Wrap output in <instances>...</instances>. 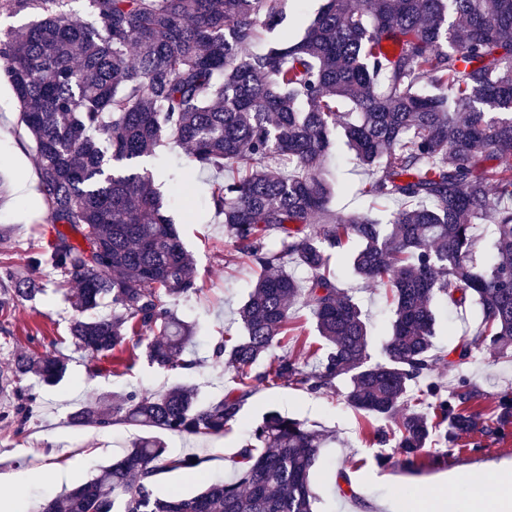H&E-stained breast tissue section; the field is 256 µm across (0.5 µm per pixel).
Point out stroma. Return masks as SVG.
Returning a JSON list of instances; mask_svg holds the SVG:
<instances>
[{"instance_id":"stroma-1","label":"stroma","mask_w":512,"mask_h":512,"mask_svg":"<svg viewBox=\"0 0 512 512\" xmlns=\"http://www.w3.org/2000/svg\"><path fill=\"white\" fill-rule=\"evenodd\" d=\"M346 153L344 144H336L324 162L335 185L332 214L368 211L372 216L388 218L389 208L370 207L368 200L358 195L357 188L366 176L353 164L343 162ZM214 176L211 170L195 171L185 199L172 198L170 184L164 178L154 180L158 191L169 198L180 238L196 263L197 293L175 304L178 315L196 325L195 342L183 354L191 364L190 370L160 369L142 357L127 367L92 358L69 339L76 312L56 293L54 274L46 270L32 272L27 267L29 253L47 248L55 237V227L47 223L38 194L23 196L16 190L21 181L37 185V159L31 140L20 131L14 94L6 82H0V179L8 187L7 198L0 202V233L9 239L8 250L0 251V266L7 264L20 274L31 275L44 289L43 295L34 300L0 310V369L19 352L52 353L63 358L68 367L63 381L55 385L38 383L33 377L21 382V389L35 398L33 417L25 430L0 419V501L14 503L17 512H30L37 499L61 495L100 475L112 459L147 436V429L119 419L106 432L92 424H72L70 414L101 393L160 394L192 385L209 399L222 396L231 387L232 371L214 360L211 351L225 329L233 327L236 310L251 291L260 269L239 259L224 233L222 219L207 207V186ZM334 263L340 287L352 291L372 325L373 347H381L390 319L383 292L352 276L343 258H335ZM438 375L448 384L462 376L470 379L481 393L478 403L483 407L491 406L503 391L512 390V360L486 351L467 364L442 368ZM344 390L341 379L335 388L317 393L282 382H260L226 433L208 439L163 434L171 456H194L201 463L193 469L160 475L158 494L177 491L189 495L203 483L231 476L232 459L241 441L272 408L334 436L323 448L312 476L319 495L318 512H391L394 501L425 498L437 490L462 499L466 491L450 482L452 473L472 471L495 485L500 481V465L512 462L511 434L500 441L486 442L481 451L451 456L441 465L424 458L412 471L394 461L379 466L375 460L377 449L366 440L370 423L344 403ZM60 465L68 469L70 480L59 486L46 478L21 487L12 480L16 474L35 469L46 474Z\"/></svg>"}]
</instances>
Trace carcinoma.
Here are the masks:
<instances>
[{
  "instance_id": "carcinoma-1",
  "label": "carcinoma",
  "mask_w": 512,
  "mask_h": 512,
  "mask_svg": "<svg viewBox=\"0 0 512 512\" xmlns=\"http://www.w3.org/2000/svg\"><path fill=\"white\" fill-rule=\"evenodd\" d=\"M66 2L0 0V12L35 16L0 36V79L38 158L46 220L60 226L28 265L54 273L78 312L73 344L117 361L127 337L149 331V364L188 367L181 354L195 326L168 300L196 290L194 259L153 176L137 167L167 140L188 146L193 168L226 173L210 184V209L261 269L238 308L239 334L214 350L235 372L224 397L202 403L189 386L103 394L71 422L106 427L118 416L207 437L227 430L257 381L317 392L344 378L348 407L396 420L371 428L369 441L392 447L407 469L422 455L438 465L482 449L475 433L508 435L512 391L477 410L474 385L434 372L483 350L512 359V0H325L298 38L285 0H83L79 21ZM337 129L371 173L362 194L397 205L388 222L328 219L334 187L323 164ZM480 224L495 237L483 263ZM352 237L354 274L385 290L391 312L378 357L357 299L330 267ZM286 258L307 276L286 271ZM42 293L0 269V309ZM439 300L480 310L475 334L451 351L434 342ZM292 301L322 342L310 370L292 351L274 355L288 347ZM66 371L57 356L16 355L0 371V418L23 431L31 399L17 383L54 385ZM324 442L270 410L238 449L231 480L161 497L159 475L198 463L167 456L149 436L32 512H317L311 474Z\"/></svg>"
}]
</instances>
